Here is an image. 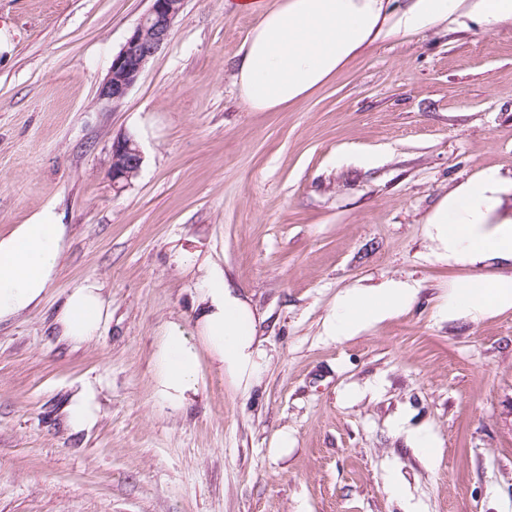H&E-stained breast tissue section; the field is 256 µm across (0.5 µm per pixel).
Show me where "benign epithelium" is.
<instances>
[{
    "mask_svg": "<svg viewBox=\"0 0 512 512\" xmlns=\"http://www.w3.org/2000/svg\"><path fill=\"white\" fill-rule=\"evenodd\" d=\"M186 0H151L149 10L139 19L120 50L112 59L107 75L98 87V100L117 105L138 82L145 67L168 40L171 28L185 7ZM143 154L131 137L112 142V165L108 176L120 193L130 186L142 167Z\"/></svg>",
    "mask_w": 512,
    "mask_h": 512,
    "instance_id": "7a95c632",
    "label": "benign epithelium"
}]
</instances>
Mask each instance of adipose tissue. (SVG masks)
Instances as JSON below:
<instances>
[{"label": "adipose tissue", "mask_w": 512, "mask_h": 512, "mask_svg": "<svg viewBox=\"0 0 512 512\" xmlns=\"http://www.w3.org/2000/svg\"><path fill=\"white\" fill-rule=\"evenodd\" d=\"M387 0H236L237 9L256 13L235 72L240 96L250 110L287 107L321 85L364 44L378 37ZM461 0H413L391 27V34L421 30L446 20ZM497 190L492 176L466 183L444 199L429 218L442 245V259L474 262L512 258V225L490 226ZM66 225L51 218L14 225L0 233V323L36 306L53 285L67 247ZM415 288L391 281L373 291L349 289L337 301L328 334L341 340L375 326L408 308ZM199 340L176 324L160 336L154 356L157 395L177 408L199 391L200 352L208 350L220 373L243 380L258 374L263 357L256 344L258 320L230 288L224 274L210 269L201 280ZM446 311L479 320L512 308V278L475 276L451 288ZM110 302L97 281L72 288L57 310L61 340L74 346L98 337L109 317ZM100 405L93 383L74 390L65 408V424L75 433L90 430Z\"/></svg>", "instance_id": "1"}]
</instances>
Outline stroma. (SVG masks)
Here are the masks:
<instances>
[{
	"mask_svg": "<svg viewBox=\"0 0 512 512\" xmlns=\"http://www.w3.org/2000/svg\"><path fill=\"white\" fill-rule=\"evenodd\" d=\"M472 2L254 112L234 74L257 17L228 0H187L112 108L98 86L151 0H0V232L51 214L69 236L42 301L0 324V512H512V309L439 311L512 261H443L428 223L488 173L491 223L512 219V19ZM124 136L144 161L118 194ZM212 264L258 319L263 367L245 385L202 356L175 410L154 351L168 323L197 336ZM88 279L112 316L74 347L54 318ZM390 280L416 288L410 308L327 336L341 293ZM86 381L100 417L75 434L64 408Z\"/></svg>",
	"mask_w": 512,
	"mask_h": 512,
	"instance_id": "stroma-1",
	"label": "stroma"
}]
</instances>
